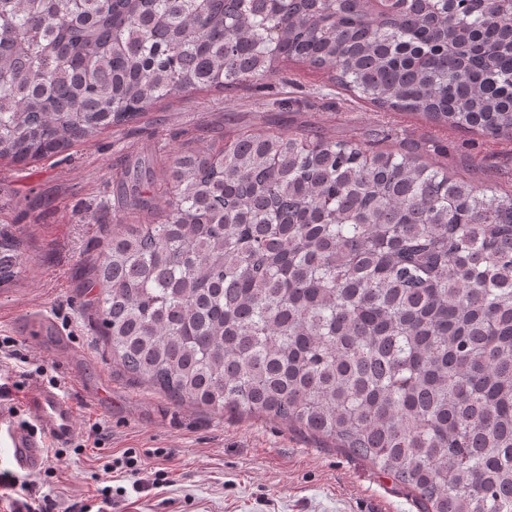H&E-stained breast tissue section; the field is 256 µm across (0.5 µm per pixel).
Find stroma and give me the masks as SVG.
Here are the masks:
<instances>
[{"label": "stroma", "mask_w": 512, "mask_h": 512, "mask_svg": "<svg viewBox=\"0 0 512 512\" xmlns=\"http://www.w3.org/2000/svg\"><path fill=\"white\" fill-rule=\"evenodd\" d=\"M246 130L414 150L452 176L512 193V139L380 110L296 62L262 86L162 101L50 158L0 160V230L17 238L23 259L21 273L0 283V338L10 337L21 356L9 420L39 428L28 400L52 376L78 407L71 438L61 446L46 442V455L56 458L54 477L14 471L2 447L0 473L36 480L54 512L97 503L108 485L119 500L113 512H419L402 485L285 422L218 414L133 382L99 334L89 271L120 224L163 222L167 156L209 150ZM138 162L152 171L147 207L116 193ZM35 312L49 319L36 341L26 330ZM92 433L98 442L89 441ZM129 448L143 461L147 485L140 493L131 478L109 480L99 469L100 457ZM158 470L168 481L154 488Z\"/></svg>", "instance_id": "obj_1"}]
</instances>
